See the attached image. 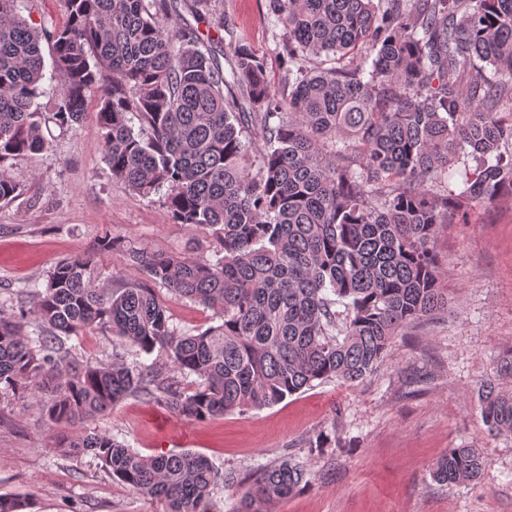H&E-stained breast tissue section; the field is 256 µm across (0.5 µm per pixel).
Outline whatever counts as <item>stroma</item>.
I'll use <instances>...</instances> for the list:
<instances>
[{"label": "stroma", "instance_id": "35a3bbf8", "mask_svg": "<svg viewBox=\"0 0 512 512\" xmlns=\"http://www.w3.org/2000/svg\"><path fill=\"white\" fill-rule=\"evenodd\" d=\"M228 30H210V46L230 66L238 42L264 53L275 88L288 75L283 30L267 0H216ZM96 105L80 124H46L48 147L13 161L23 195L0 206V304L58 261L96 251L104 232L153 250L210 258L202 230L173 223L162 195L144 198L113 177L102 156ZM447 313L414 323L395 337L378 371L356 386L327 382L281 403L203 423L165 405L130 396L92 425L143 455L190 450L236 478L217 486L211 512H237L238 483L254 469L291 457L311 483L275 512H512V436L490 433L477 402L497 363L512 356V196L477 204L466 224L441 225L434 241ZM174 323L198 333L211 310L157 286ZM354 440L336 454L313 453L318 431ZM55 433L27 398L0 400V494L25 497L34 512H162L159 502L112 481L90 455L63 456ZM478 449L480 476L459 485L432 482L429 469L449 449Z\"/></svg>", "mask_w": 512, "mask_h": 512}]
</instances>
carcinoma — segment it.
<instances>
[{
	"mask_svg": "<svg viewBox=\"0 0 512 512\" xmlns=\"http://www.w3.org/2000/svg\"><path fill=\"white\" fill-rule=\"evenodd\" d=\"M0 0V204L22 196L8 162L47 147L38 99L40 41L62 77L52 120H82L99 92L98 133L112 175L143 197L166 190L176 224L208 231L215 260L142 250L110 233L141 277L99 287L93 254L58 262L28 305L0 308V393L30 394L56 447L91 454L113 480L161 501L163 512H209L215 486L234 483L201 454L144 456L82 424L130 395L204 422L276 405L305 388L373 375L395 336L448 310L432 241L468 223L475 202L512 194V0H267L283 29L288 93L265 56L240 43L230 75L184 21L180 0H64L68 22L36 30ZM195 16L224 28L211 0ZM336 66L308 69L311 57ZM261 142L253 163L248 149ZM469 157L464 188L448 169ZM213 312L185 333L154 285ZM341 304L344 310L335 306ZM113 336L164 353L189 393L154 365L81 362L72 338ZM483 422L512 435V390H478ZM475 448L431 466L438 484L477 478ZM285 459L244 482L239 512H269L309 484ZM0 495V512H33Z\"/></svg>",
	"mask_w": 512,
	"mask_h": 512,
	"instance_id": "cac0c4a2",
	"label": "carcinoma"
}]
</instances>
